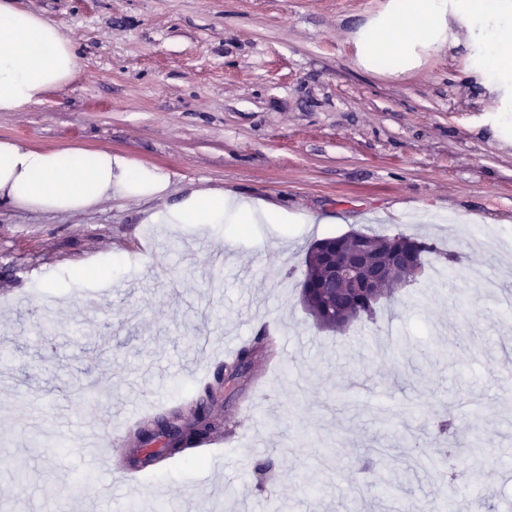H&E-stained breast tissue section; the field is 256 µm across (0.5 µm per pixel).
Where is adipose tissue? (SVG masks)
<instances>
[{
  "mask_svg": "<svg viewBox=\"0 0 512 512\" xmlns=\"http://www.w3.org/2000/svg\"><path fill=\"white\" fill-rule=\"evenodd\" d=\"M480 21L491 29L475 68L490 81L500 111L512 110V0H391L368 20L357 39L362 66L406 72L419 66V53L454 41L451 20ZM71 38L58 23L0 0V112H23L62 89L78 70ZM167 174L108 149L38 148L0 139V202L42 213H84L116 197L162 195ZM285 224L287 211L267 203L195 190L168 215L149 214L150 224Z\"/></svg>",
  "mask_w": 512,
  "mask_h": 512,
  "instance_id": "obj_1",
  "label": "adipose tissue"
}]
</instances>
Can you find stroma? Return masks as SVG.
Wrapping results in <instances>:
<instances>
[{
	"label": "stroma",
	"mask_w": 512,
	"mask_h": 512,
	"mask_svg": "<svg viewBox=\"0 0 512 512\" xmlns=\"http://www.w3.org/2000/svg\"><path fill=\"white\" fill-rule=\"evenodd\" d=\"M18 3L73 38L80 69L0 112V139L106 147L169 185L87 214L0 205V512H512V309L479 285L512 289V116L472 75L466 24L391 75L355 45L389 0ZM199 189L310 221L146 223ZM352 230L436 250L375 322L317 328L306 250ZM91 262L109 278L74 276ZM264 328L282 348L211 409L227 469L199 449L124 485L134 415L189 409L214 380L183 373L197 337L216 360ZM107 413L108 468L76 443ZM450 414L459 432L438 435ZM448 446L453 483L435 471ZM377 449L389 466L364 476Z\"/></svg>",
	"instance_id": "35a3bbf8"
}]
</instances>
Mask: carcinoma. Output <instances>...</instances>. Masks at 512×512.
I'll return each instance as SVG.
<instances>
[{"label":"carcinoma","mask_w":512,"mask_h":512,"mask_svg":"<svg viewBox=\"0 0 512 512\" xmlns=\"http://www.w3.org/2000/svg\"><path fill=\"white\" fill-rule=\"evenodd\" d=\"M367 248L379 256L396 252L414 250L419 269H425L424 255L434 250V245L426 240L412 238L403 234L394 236L367 234L352 231L336 237H328L313 242L304 258V278L301 283V301L320 328L330 330L344 329L355 322H373L377 315V305L381 300L393 296L394 290L387 283L381 288H356L345 297L338 299L322 288L328 265L336 256L347 250ZM274 339L266 331H260L252 343L241 347L235 360L224 365L214 383L205 387V396L195 408L184 415L172 410L151 421L144 422L133 429V435L141 445L147 446L157 439L164 440L159 458H173L185 451L203 446L222 423L208 411L205 401L222 392L226 385L242 375L241 369L253 365L256 358L270 352Z\"/></svg>","instance_id":"cac0c4a2"}]
</instances>
